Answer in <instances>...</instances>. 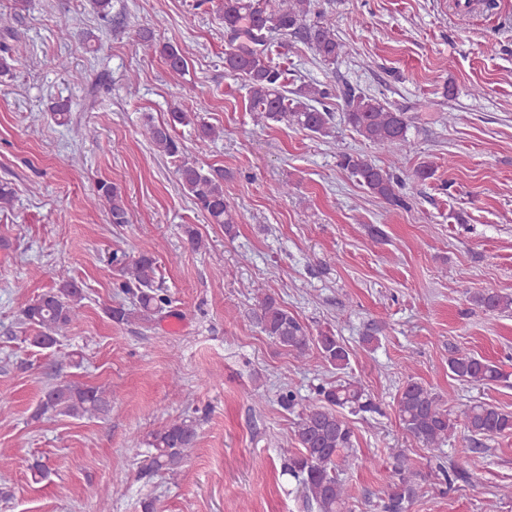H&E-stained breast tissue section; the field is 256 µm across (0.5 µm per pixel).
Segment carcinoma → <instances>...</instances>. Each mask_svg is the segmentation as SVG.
I'll use <instances>...</instances> for the list:
<instances>
[{
    "label": "carcinoma",
    "instance_id": "carcinoma-1",
    "mask_svg": "<svg viewBox=\"0 0 512 512\" xmlns=\"http://www.w3.org/2000/svg\"><path fill=\"white\" fill-rule=\"evenodd\" d=\"M220 17L228 45L224 50V69L242 77L248 91L250 111L260 114L264 122L295 124L312 133H330L333 114L326 106L315 103L329 97L325 89L303 85L288 90V69L274 62L271 47L278 40L295 37L306 44L325 66L336 64L344 53V45L336 37L330 18L317 9V0H220ZM137 44L145 51L156 52L169 70L177 75L187 68L183 51L171 43L156 41L154 31L142 28ZM23 49L6 47L0 55V76H9ZM345 120L365 141L387 149H398L408 143L409 119L388 103L355 88L344 91ZM190 124L188 114L169 113L167 120L155 122L146 117L148 138L161 155L178 162L176 174L182 189L210 223L219 224L224 233H235V217L224 197V171L205 169L183 157L184 147L176 136V127ZM339 165L358 179L370 193L390 202H400L396 192L398 181L388 171L361 153H343ZM94 200L107 211L110 223H129V213L118 187L107 181L98 183ZM122 280L117 283L123 293L133 299L134 307L108 305L105 314L116 324L150 325L170 305L171 300L159 274L157 261L150 253L127 259L119 268ZM55 286L28 302L21 310L23 321L38 328L31 344L47 349L56 344L57 335L79 320L82 286L68 272L55 273ZM476 306L486 311L505 312L512 309V296L494 290L472 295ZM255 322L277 345L301 359L316 349L330 366L341 370L350 364L351 352L326 329L311 335L272 295L257 304ZM450 372L461 382L488 384L503 378L498 366L469 352L456 351L448 359ZM399 417L406 433L422 446L438 449L448 442L457 425L448 403L425 384L410 378L397 402ZM111 397L100 386L74 381L52 385L43 396L38 414L48 412L73 418L100 417L109 413ZM353 413L379 411L362 385L356 380L339 381L321 386L317 396L302 406L295 422L297 451L283 463V472L299 481L307 503L318 512H348L349 495L340 478L337 460L342 451L353 447V430L343 410ZM464 427L480 451L484 439L512 434V412L486 402L469 405L463 412ZM198 433L195 422L178 417L150 433L152 447L147 467L154 471L175 473L195 448ZM390 483L383 512H411L419 497L418 485L411 478L406 459L397 454L392 462Z\"/></svg>",
    "mask_w": 512,
    "mask_h": 512
}]
</instances>
